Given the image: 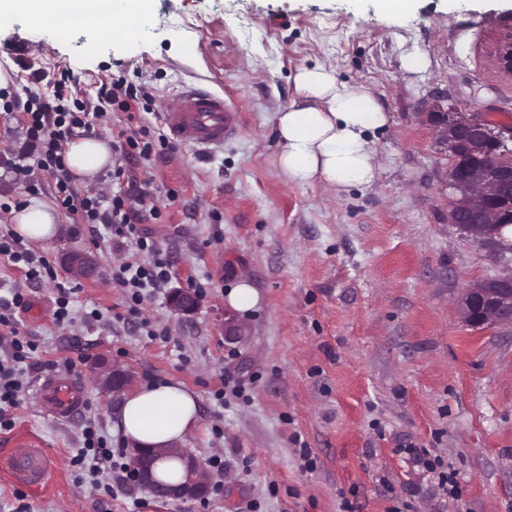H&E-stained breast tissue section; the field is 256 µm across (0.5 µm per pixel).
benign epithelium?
<instances>
[{"label":"benign epithelium","mask_w":512,"mask_h":512,"mask_svg":"<svg viewBox=\"0 0 512 512\" xmlns=\"http://www.w3.org/2000/svg\"><path fill=\"white\" fill-rule=\"evenodd\" d=\"M497 68L512 74V32L506 34L493 53ZM426 121L448 151L446 187L448 223L501 255L512 253L503 237V222L512 217V122L493 121L484 112H464L454 105L441 109L437 104L425 113ZM169 305L180 315L193 313L195 293L189 288L172 291ZM460 310L464 323L473 330L512 327V268L489 283L482 280L464 292ZM94 381L117 410L135 381L133 372L119 364L103 362L94 368ZM170 453L186 463L184 482L160 488L153 479L154 458L138 451L132 456L140 485L161 498H202L209 489L205 466L180 448Z\"/></svg>","instance_id":"1"}]
</instances>
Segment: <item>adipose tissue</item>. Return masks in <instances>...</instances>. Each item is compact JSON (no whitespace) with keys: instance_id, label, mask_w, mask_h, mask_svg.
Wrapping results in <instances>:
<instances>
[{"instance_id":"ef3b65f1","label":"adipose tissue","mask_w":512,"mask_h":512,"mask_svg":"<svg viewBox=\"0 0 512 512\" xmlns=\"http://www.w3.org/2000/svg\"><path fill=\"white\" fill-rule=\"evenodd\" d=\"M113 0H0V14L24 15L31 24L64 31L70 12L83 25L98 29ZM295 85L303 104L275 113L276 164L285 181L343 191L373 185L378 176L373 134L389 124V116L369 93L338 84L323 66L299 70ZM64 161L79 179H92L112 162L107 140L84 137L68 143ZM14 231L23 238L50 241L57 237L56 215L45 206H25L13 213ZM198 397L175 382L144 384L128 393L114 415V426L126 442L157 457L158 481L179 484L185 465L168 448L183 442L198 420Z\"/></svg>"}]
</instances>
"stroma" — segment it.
I'll return each mask as SVG.
<instances>
[{
    "label": "stroma",
    "mask_w": 512,
    "mask_h": 512,
    "mask_svg": "<svg viewBox=\"0 0 512 512\" xmlns=\"http://www.w3.org/2000/svg\"><path fill=\"white\" fill-rule=\"evenodd\" d=\"M181 17L192 26L164 30ZM147 24L115 40L0 18V74L18 92L31 84L20 55L52 73L72 70L82 95L110 81L144 85L153 95L145 119L158 129L191 84L223 93L242 119L217 150L180 144L152 167L126 163L153 178L161 217L147 230L172 261L170 287L206 289L192 315L173 313L164 292L144 298L134 322L112 281L111 240L59 209L50 178L26 192L10 165L26 127L0 111V203L37 200L59 217L57 238L32 245L56 280H26L1 258L0 283L28 297L19 318L40 360L74 359L86 394L65 423L24 396L12 428L0 430V455L31 434L57 459L52 483L21 502L29 512H343L346 501L353 512H512V328L473 332L460 314L464 288L507 265L449 224L448 159L420 116L438 96L495 120L512 115V75L490 56L512 30V0H412L401 16L382 13L378 0H151ZM410 53L421 59L413 72L402 65ZM317 64L389 114L374 136L372 186L338 194L287 183L275 164L272 115L299 100L297 71ZM72 253L91 256L97 276L71 274ZM243 281L261 305L230 312L226 296ZM60 282L81 286L64 330L52 320ZM228 312L242 330L234 341L224 336ZM102 359L138 383L175 381L198 395L200 419L183 446L207 465L223 458L212 473L220 493L160 500L138 486L111 497L78 472L71 457L83 425L114 432L112 404L91 375ZM229 377L242 381L241 394L223 393ZM408 444L456 471L459 499L409 460ZM15 490L0 471V512L21 503Z\"/></svg>",
    "instance_id": "35a3bbf8"
}]
</instances>
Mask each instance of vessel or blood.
Listing matches in <instances>:
<instances>
[{
  "label": "vessel or blood",
  "mask_w": 512,
  "mask_h": 512,
  "mask_svg": "<svg viewBox=\"0 0 512 512\" xmlns=\"http://www.w3.org/2000/svg\"><path fill=\"white\" fill-rule=\"evenodd\" d=\"M163 122L180 143L204 152L223 147L241 127L238 111L229 108L223 96L193 86L166 107ZM34 396L38 412L56 421L74 419L86 403L82 381L68 373L38 380ZM1 463L16 481L34 489L45 486L56 471L55 457L32 437L18 438Z\"/></svg>",
  "instance_id": "obj_1"
}]
</instances>
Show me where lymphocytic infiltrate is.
I'll use <instances>...</instances> for the list:
<instances>
[{
  "instance_id": "f902f5d3",
  "label": "lymphocytic infiltrate",
  "mask_w": 512,
  "mask_h": 512,
  "mask_svg": "<svg viewBox=\"0 0 512 512\" xmlns=\"http://www.w3.org/2000/svg\"><path fill=\"white\" fill-rule=\"evenodd\" d=\"M33 77L35 81L46 82L50 92L35 98L33 108L25 112L27 141L17 154L13 170L23 178L36 170L46 172L54 182L55 199L62 209L80 213L84 223L102 225L110 232L113 250L125 255L124 261L113 268L112 280L124 288L131 303L130 316H137V306L144 297L168 283L172 265L158 255L147 264L140 260L142 252L153 249L142 226L143 217L158 216L159 211L146 205L152 197L151 179L125 182L123 163L134 157L150 158L156 149L170 150L171 144L167 138L156 137L146 125L132 132L119 131L112 143L119 158L112 170V181L118 184V191L109 196L79 195L63 160L65 144L77 134L93 130L96 121L107 115L109 106L116 104L122 111L137 112L148 95L132 83L103 85L96 92V105L89 107L78 100L69 101L67 90L75 81L69 72L49 79L37 71ZM0 255L7 256L25 278L39 280L54 275L45 257L25 248L14 233L0 232ZM27 305L19 289H0V348L5 351L0 357V428L4 429L11 427L10 411L20 405L22 394L29 388L30 362L37 351L17 317ZM72 462L93 477L110 473L114 487L119 490L132 480L123 449L112 447L102 428L92 422L83 429Z\"/></svg>"
}]
</instances>
